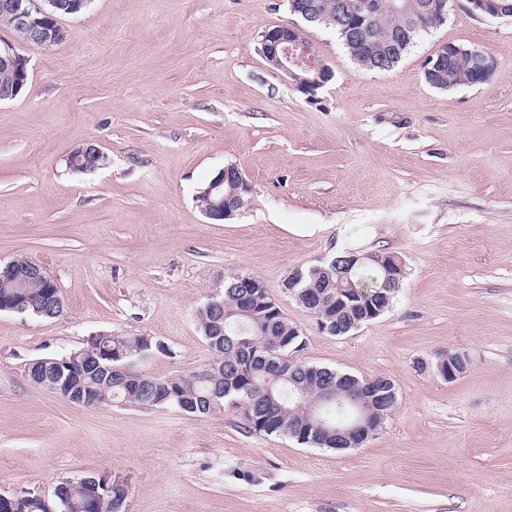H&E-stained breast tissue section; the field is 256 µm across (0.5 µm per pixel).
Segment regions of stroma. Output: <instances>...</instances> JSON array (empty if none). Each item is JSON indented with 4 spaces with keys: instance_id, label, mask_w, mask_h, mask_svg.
<instances>
[{
    "instance_id": "obj_1",
    "label": "stroma",
    "mask_w": 512,
    "mask_h": 512,
    "mask_svg": "<svg viewBox=\"0 0 512 512\" xmlns=\"http://www.w3.org/2000/svg\"><path fill=\"white\" fill-rule=\"evenodd\" d=\"M59 22L67 40L26 50L27 83L0 103V264L44 266L65 304L0 313V496L116 474L124 512H512V19L450 0L385 72L304 26L335 74L311 94L261 52L266 29L298 23L288 0H92ZM446 44L498 66L432 88L424 65ZM90 142L108 165L72 173ZM228 164L252 196L214 222L195 196ZM346 249L398 255L407 275L388 311L334 336L282 282ZM236 273L299 329L298 359L393 380L364 445L255 433L232 407L77 406L26 375L99 333L169 346L138 371L203 367L197 313ZM447 351L469 359L453 382L436 370Z\"/></svg>"
}]
</instances>
